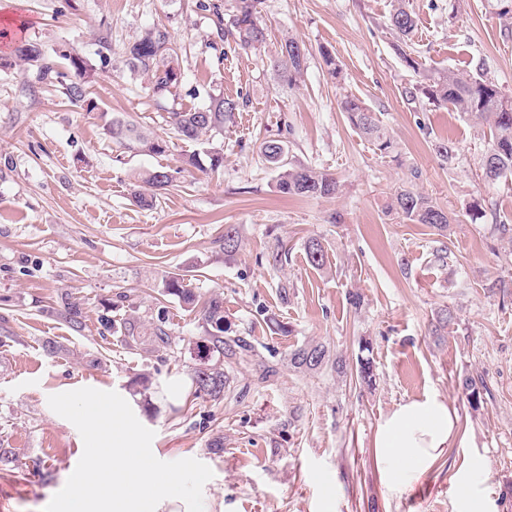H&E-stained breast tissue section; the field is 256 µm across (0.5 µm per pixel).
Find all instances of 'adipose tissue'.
Returning <instances> with one entry per match:
<instances>
[{"mask_svg":"<svg viewBox=\"0 0 512 512\" xmlns=\"http://www.w3.org/2000/svg\"><path fill=\"white\" fill-rule=\"evenodd\" d=\"M457 430L454 410L438 397L398 405L380 422L373 440L386 481L396 485L427 472L456 437Z\"/></svg>","mask_w":512,"mask_h":512,"instance_id":"ef3b65f1","label":"adipose tissue"}]
</instances>
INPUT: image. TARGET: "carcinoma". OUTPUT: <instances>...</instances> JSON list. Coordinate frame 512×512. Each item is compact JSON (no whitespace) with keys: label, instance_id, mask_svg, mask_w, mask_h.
I'll use <instances>...</instances> for the list:
<instances>
[{"label":"carcinoma","instance_id":"obj_1","mask_svg":"<svg viewBox=\"0 0 512 512\" xmlns=\"http://www.w3.org/2000/svg\"><path fill=\"white\" fill-rule=\"evenodd\" d=\"M258 4L260 0H234L227 16H217L220 31L233 37L236 45L243 50H256L266 40ZM389 23L396 36V51L409 68L417 69V61L403 49L416 26L414 14L400 4L391 13ZM172 50L171 34L163 27L148 31L126 49L128 68L152 77L153 91L161 101L166 100V95L182 83L180 70L165 62V56ZM13 54L20 64L36 68L37 79L40 81H50L62 76L57 70V59L70 61L74 78L65 84V96L73 103L85 104L89 109L95 108L94 102L88 99L90 74L81 58L74 57L61 48L48 55L32 42L19 43ZM305 60L303 48L297 41L290 39L281 46L276 67L288 74V83L291 84L301 73ZM405 97L410 104L425 99L435 107H446L460 112L487 127L489 141L481 159L480 177L491 184L512 177V97L503 94L495 84L482 77L466 76L448 70L424 76L423 80L405 90ZM239 107L240 102L236 99L212 96L206 107L188 112H172L170 119L181 139L200 141L204 136L214 137L221 134L224 126L233 120ZM339 108L353 128L370 141L380 154H389L394 150V142L389 133L359 98L346 96L341 99ZM105 131L117 143L128 148L153 154L168 150L166 141L153 136L125 117L112 118ZM261 154L279 170L277 188L283 194L319 198L333 196L339 191V182L331 175L312 168L291 166L288 162V150L280 139L264 140ZM187 164L202 172L215 173L224 167V154L216 147H206L202 153L190 156ZM140 181L157 190H164L173 185L175 176L168 170H155L140 175ZM388 210L412 224H424L442 237L448 236L451 231L452 220L448 213L418 191H397L388 205ZM306 254L311 265L317 268L324 265L325 248L320 240H309ZM164 293L178 297L189 308L196 307L199 302L197 296L183 285V279L179 277L165 279ZM202 319L211 327L208 350L210 354L218 356V360L209 359L202 366L193 369L191 394L194 397L206 395L218 400L224 395V367L221 358H241L246 355L247 348L238 341L231 343L224 340L223 299L212 296L205 300L202 305ZM455 321L456 314L453 309L448 307L440 310L432 328L433 335H442V331ZM328 360L327 350L318 343L307 344L290 353V362L294 368L307 373L321 369ZM356 374L361 381L372 382V358L364 355L358 357ZM460 386L473 406L480 405L481 390L485 389L482 381L468 375L461 380Z\"/></svg>","mask_w":512,"mask_h":512}]
</instances>
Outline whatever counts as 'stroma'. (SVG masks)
<instances>
[{
	"instance_id": "35a3bbf8",
	"label": "stroma",
	"mask_w": 512,
	"mask_h": 512,
	"mask_svg": "<svg viewBox=\"0 0 512 512\" xmlns=\"http://www.w3.org/2000/svg\"><path fill=\"white\" fill-rule=\"evenodd\" d=\"M232 0H0V57L15 41L45 52L73 49L89 65L97 107L70 102L59 82H38L24 66L0 67V512H42L82 453L76 427L50 395L91 387L114 391L154 431L165 462L208 465L204 512H461L457 478L488 512H512V295L487 282L512 279V179L488 184L479 162L489 135L474 120L403 91L449 69L493 81L512 96V28L491 0H406L416 18L410 69L395 53V0H261L267 32L257 50L223 37L216 15ZM170 32L182 83L156 106L151 78L131 73L126 48L154 27ZM108 48H100V40ZM293 39L307 54L295 83L274 61ZM335 53L341 78L325 71ZM355 95L376 113L396 150L383 156L347 122L339 103ZM241 100L213 143L224 167L181 170L201 143L179 139L167 113ZM130 114L169 149H125L105 134ZM288 144L292 165L335 177L330 198L281 194L278 172L259 150ZM451 140L452 164L432 146ZM173 169L156 192L137 176ZM429 196L453 219L448 237L388 213L393 194ZM155 196L140 206L135 193ZM484 201V217L469 206ZM239 247L224 252V228ZM323 267L306 258L310 238ZM283 247L287 261L268 256ZM449 248L448 261L436 251ZM178 274L201 297L224 300V338L243 339L249 357L225 360L224 396L191 397L190 375L209 340L200 314L185 311L162 283ZM361 294L353 308L349 293ZM82 309L83 327L62 316ZM451 307L450 335L431 336ZM112 329H104L103 319ZM163 327L167 341L154 335ZM370 341L371 384L354 365ZM320 343L343 356L347 373L293 368L289 354ZM474 375L488 392L472 407L459 381ZM436 396L457 413L458 435L426 473L387 486L373 436L397 404Z\"/></svg>"
}]
</instances>
